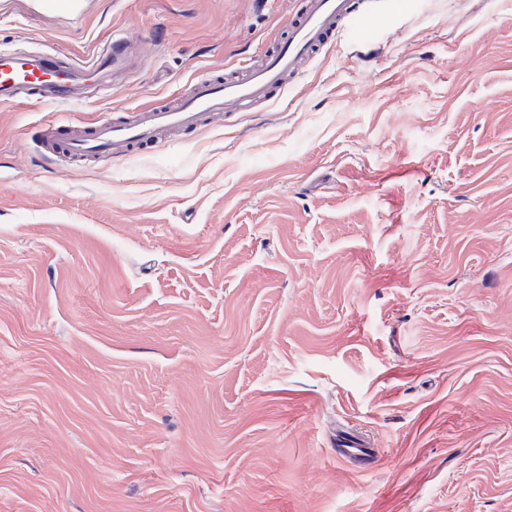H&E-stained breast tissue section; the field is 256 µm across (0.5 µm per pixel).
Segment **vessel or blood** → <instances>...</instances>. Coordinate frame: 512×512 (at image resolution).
Masks as SVG:
<instances>
[{
	"label": "vessel or blood",
	"mask_w": 512,
	"mask_h": 512,
	"mask_svg": "<svg viewBox=\"0 0 512 512\" xmlns=\"http://www.w3.org/2000/svg\"><path fill=\"white\" fill-rule=\"evenodd\" d=\"M357 11L356 0H305L304 10L290 23L286 39L244 77L200 79L174 104L144 106L126 118L105 119L92 126H55L47 135L48 157L53 161L62 156L123 157L156 144L167 132L196 128L205 119L223 120L227 113L267 99L285 77L298 74L338 24L353 20ZM125 51V38L114 36L90 62L73 61L65 69L50 54L28 59L0 53V103L22 104L35 99L53 105L74 100L72 76L111 69Z\"/></svg>",
	"instance_id": "vessel-or-blood-1"
}]
</instances>
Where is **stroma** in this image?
I'll return each mask as SVG.
<instances>
[{
	"label": "stroma",
	"mask_w": 512,
	"mask_h": 512,
	"mask_svg": "<svg viewBox=\"0 0 512 512\" xmlns=\"http://www.w3.org/2000/svg\"><path fill=\"white\" fill-rule=\"evenodd\" d=\"M304 2L0 0V52L131 41L78 102L0 104V512H512V0H359L133 156L32 139L260 63Z\"/></svg>",
	"instance_id": "stroma-1"
}]
</instances>
